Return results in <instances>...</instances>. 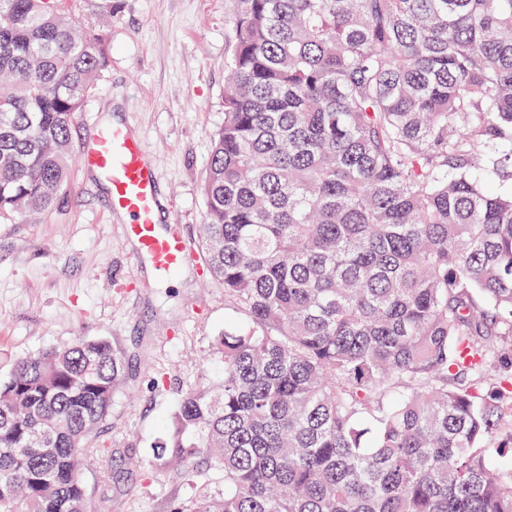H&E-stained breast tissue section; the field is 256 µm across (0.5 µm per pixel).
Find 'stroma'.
<instances>
[{
	"instance_id": "35a3bbf8",
	"label": "stroma",
	"mask_w": 512,
	"mask_h": 512,
	"mask_svg": "<svg viewBox=\"0 0 512 512\" xmlns=\"http://www.w3.org/2000/svg\"><path fill=\"white\" fill-rule=\"evenodd\" d=\"M106 35L110 64L74 121L81 156L97 125L118 117L139 136L164 201L184 236L197 242L205 218L201 179L224 123L226 61L234 0H115ZM108 188L73 170L48 211L0 221V377L26 353L105 336L144 353L112 410L109 436L145 455L182 392L219 378L211 353L225 321L243 315L224 302L204 262L174 275L134 262ZM112 512H172L185 490L171 471L133 474Z\"/></svg>"
}]
</instances>
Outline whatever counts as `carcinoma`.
Here are the masks:
<instances>
[{"label":"carcinoma","instance_id":"cac0c4a2","mask_svg":"<svg viewBox=\"0 0 512 512\" xmlns=\"http://www.w3.org/2000/svg\"><path fill=\"white\" fill-rule=\"evenodd\" d=\"M199 249L218 381L152 446L173 512H512V0H236ZM0 0V218L53 206L108 66ZM130 356L76 337L0 378V512H112Z\"/></svg>","mask_w":512,"mask_h":512}]
</instances>
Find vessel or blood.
<instances>
[{"label": "vessel or blood", "instance_id": "b4317fda", "mask_svg": "<svg viewBox=\"0 0 512 512\" xmlns=\"http://www.w3.org/2000/svg\"><path fill=\"white\" fill-rule=\"evenodd\" d=\"M81 166L107 184L109 209L124 217L123 235L136 255L148 257L157 272L167 274L195 261L176 222H159L163 204L155 168L128 126L100 125L82 152Z\"/></svg>", "mask_w": 512, "mask_h": 512}]
</instances>
